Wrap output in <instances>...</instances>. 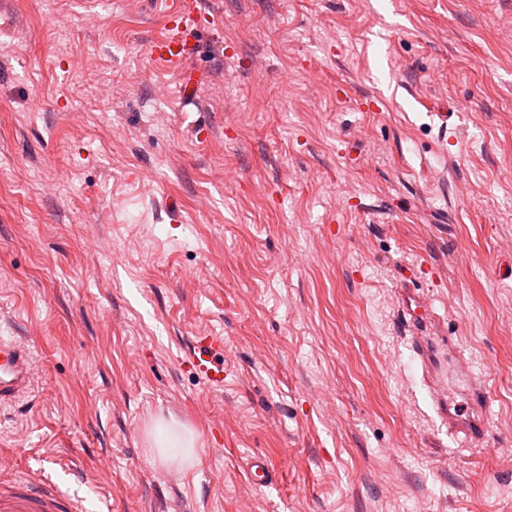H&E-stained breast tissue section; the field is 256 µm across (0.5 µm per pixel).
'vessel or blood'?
<instances>
[{
	"label": "vessel or blood",
	"instance_id": "vessel-or-blood-1",
	"mask_svg": "<svg viewBox=\"0 0 512 512\" xmlns=\"http://www.w3.org/2000/svg\"><path fill=\"white\" fill-rule=\"evenodd\" d=\"M154 9L168 18L166 37L153 42L152 57L166 65L177 67L196 49V32L203 17L198 0H151ZM398 309L415 347L430 345L427 334L426 306L417 300L404 299ZM186 367L205 379L211 386L224 385V342L209 334L196 336L186 360ZM33 363L29 352L16 338H0V405L15 402L27 393L34 382ZM449 433L463 435L468 446H481L485 431V400L479 393H471L467 415L448 411L445 418ZM249 481L256 486L271 485L275 474L263 457L251 458L248 465ZM0 512H87L83 499L65 496L31 478L25 481L0 480Z\"/></svg>",
	"mask_w": 512,
	"mask_h": 512
}]
</instances>
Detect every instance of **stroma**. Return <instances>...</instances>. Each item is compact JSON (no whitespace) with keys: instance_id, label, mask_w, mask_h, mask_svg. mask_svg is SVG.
<instances>
[{"instance_id":"stroma-1","label":"stroma","mask_w":512,"mask_h":512,"mask_svg":"<svg viewBox=\"0 0 512 512\" xmlns=\"http://www.w3.org/2000/svg\"><path fill=\"white\" fill-rule=\"evenodd\" d=\"M200 2L177 70L142 0H0V336L37 372L0 472L88 512H512V0ZM404 282L472 360L482 449ZM201 333L223 388L184 364ZM162 418L191 468L154 462ZM398 309L401 311V318L405 323L406 332L409 333L413 344L415 345V352L417 354L425 353L428 358L427 373L429 374L432 382V389L438 396L442 394L440 385V368L445 358H448V353L456 355L457 366L463 374H465L466 381L469 389L467 390L470 396V411L466 418H462L457 414L459 411L452 408V402L448 399L447 414H445L444 422L448 425V432L450 434L461 433L464 436V441L470 447H479L482 445L486 424H485V400L480 393H477L474 388V383L471 382L470 360L464 357L457 347L454 336H448V345L446 352L440 357L436 356L434 346L431 343L429 336H426L428 330V314L426 306L417 300H407L402 297L398 304ZM424 345V346H423ZM426 348L427 353L424 351ZM430 356V357H429ZM453 409V411H452ZM249 481L255 486H269L275 480V473L267 460L256 456L251 458L248 465Z\"/></svg>"}]
</instances>
